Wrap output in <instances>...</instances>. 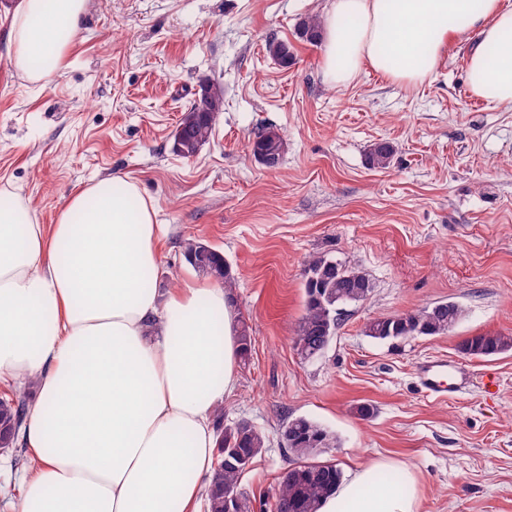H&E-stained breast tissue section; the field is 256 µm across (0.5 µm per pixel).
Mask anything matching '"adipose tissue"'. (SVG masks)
Returning <instances> with one entry per match:
<instances>
[{
    "label": "adipose tissue",
    "mask_w": 512,
    "mask_h": 512,
    "mask_svg": "<svg viewBox=\"0 0 512 512\" xmlns=\"http://www.w3.org/2000/svg\"><path fill=\"white\" fill-rule=\"evenodd\" d=\"M87 0H19L10 65L50 83L67 65ZM322 72L333 86L370 69L413 87L448 43L474 46L473 96L512 110V7L502 0H326ZM160 226L136 180L74 194L56 223L0 202V379L33 382L22 439L37 459L21 512H197L215 466L212 421L238 382L234 309L196 279L159 294ZM361 466L319 512H419L416 479Z\"/></svg>",
    "instance_id": "adipose-tissue-1"
}]
</instances>
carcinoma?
Returning a JSON list of instances; mask_svg holds the SVG:
<instances>
[{
	"label": "carcinoma",
	"mask_w": 512,
	"mask_h": 512,
	"mask_svg": "<svg viewBox=\"0 0 512 512\" xmlns=\"http://www.w3.org/2000/svg\"><path fill=\"white\" fill-rule=\"evenodd\" d=\"M297 37L314 44L321 38V22L316 17L301 20ZM268 54L278 65L287 68L294 63V47L286 41L270 42ZM224 112V90L214 82L186 111L175 132V149L184 158L194 157L206 144ZM251 152L270 154L275 161L283 158L286 142L281 135L264 129L250 142ZM394 154L393 146L380 141L367 153L368 165L387 168ZM185 254L200 273L220 282L232 291L234 278L224 256L201 241L187 242ZM342 263L318 257L306 269L305 308L294 330L293 343L302 358L321 355L331 342L346 306L363 302L373 291L370 277L356 269L340 271ZM462 316V308L448 301L391 318H375L367 323V335L379 340L404 339L415 336H440L448 333ZM240 360H249L252 350L250 326L242 317L237 320ZM463 354L485 358L512 350V336L495 333L479 334L466 339ZM30 388L11 387L0 393V447L19 448V434L27 422V398ZM287 435L288 466L279 477L274 499V512H318L321 501L342 480V472L332 462L313 460L323 448L336 447V437L318 423L306 418L287 420L281 429ZM218 458L205 491L206 512H254L250 499L241 488L244 474L265 445V435L247 421L224 427L217 439Z\"/></svg>",
	"instance_id": "carcinoma-1"
}]
</instances>
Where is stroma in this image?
Segmentation results:
<instances>
[{
	"mask_svg": "<svg viewBox=\"0 0 512 512\" xmlns=\"http://www.w3.org/2000/svg\"><path fill=\"white\" fill-rule=\"evenodd\" d=\"M14 4L0 0V191L52 224L93 182L138 180L163 226L164 293L193 271L188 240L223 254L252 327L224 419L266 436L242 479L252 502L271 499L288 464L280 427L303 416L336 437L320 457L342 472L383 458L413 470L421 512H512V351H458L474 335L512 336V110L470 94V41L452 43L419 87L368 70L337 88L320 46L295 36L325 0H88L68 65L41 86L9 64ZM272 41L294 45L293 65L274 64ZM206 80L223 87L224 112L186 159L173 134ZM263 128L287 145L273 170L247 149ZM380 140L394 148L384 170L366 162ZM323 256L367 273L374 291L305 360L292 336L307 264ZM438 301L463 310L448 334L366 333L372 319ZM432 357L496 373L499 393L427 396L417 366ZM363 403L370 417L356 414ZM31 466L0 453V512H16Z\"/></svg>",
	"mask_w": 512,
	"mask_h": 512,
	"instance_id": "stroma-1",
	"label": "stroma"
}]
</instances>
